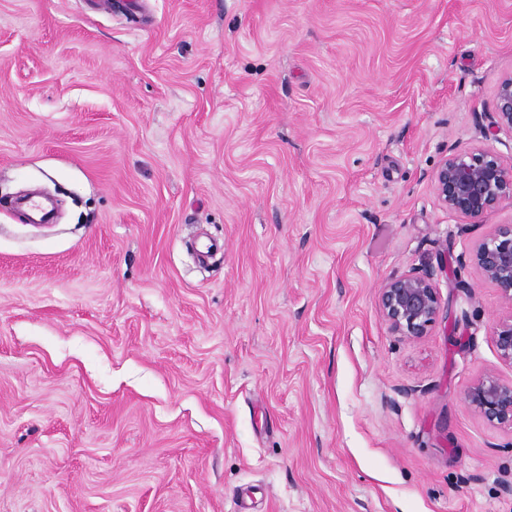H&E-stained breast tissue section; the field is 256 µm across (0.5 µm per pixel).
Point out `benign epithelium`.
<instances>
[{
    "label": "benign epithelium",
    "instance_id": "benign-epithelium-1",
    "mask_svg": "<svg viewBox=\"0 0 512 512\" xmlns=\"http://www.w3.org/2000/svg\"><path fill=\"white\" fill-rule=\"evenodd\" d=\"M500 133L512 136V75L499 83L495 112L481 129L485 137ZM433 187L448 211L479 224L490 212L512 207V161L482 146L453 151L435 171ZM470 261L508 306L491 336L500 359L512 365V224H498L477 241ZM377 304L389 331L410 341L429 333L442 307L434 274L427 269L387 280L378 290ZM463 400L489 424L512 431V381L484 372L467 386Z\"/></svg>",
    "mask_w": 512,
    "mask_h": 512
}]
</instances>
